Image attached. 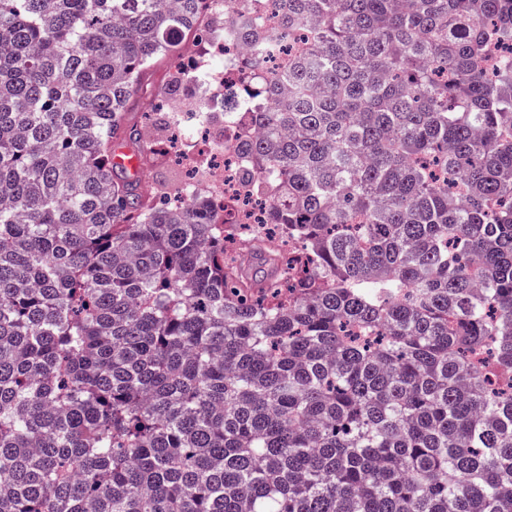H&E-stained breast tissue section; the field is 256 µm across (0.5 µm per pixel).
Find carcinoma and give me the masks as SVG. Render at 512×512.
<instances>
[{"label":"carcinoma","mask_w":512,"mask_h":512,"mask_svg":"<svg viewBox=\"0 0 512 512\" xmlns=\"http://www.w3.org/2000/svg\"><path fill=\"white\" fill-rule=\"evenodd\" d=\"M203 2L0 0V512H512V0H269L238 252L112 166Z\"/></svg>","instance_id":"obj_1"}]
</instances>
